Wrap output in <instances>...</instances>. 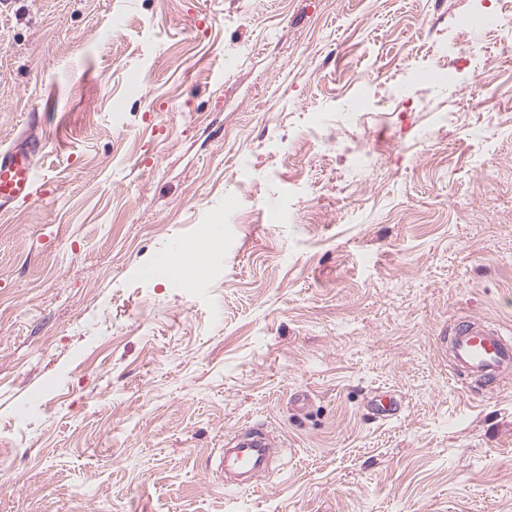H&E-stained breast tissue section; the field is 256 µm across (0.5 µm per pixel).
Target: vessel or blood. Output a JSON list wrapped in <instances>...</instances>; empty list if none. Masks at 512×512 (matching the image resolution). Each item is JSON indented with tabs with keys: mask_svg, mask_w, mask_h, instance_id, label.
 Instances as JSON below:
<instances>
[{
	"mask_svg": "<svg viewBox=\"0 0 512 512\" xmlns=\"http://www.w3.org/2000/svg\"><path fill=\"white\" fill-rule=\"evenodd\" d=\"M35 146L20 139L0 150V212H6L20 199L32 194L35 170ZM454 377L499 384L512 372V328L484 318L459 317L441 338ZM232 450L225 456L230 468L247 469L263 454L278 447L279 441L268 431L257 430L234 437Z\"/></svg>",
	"mask_w": 512,
	"mask_h": 512,
	"instance_id": "obj_1",
	"label": "vessel or blood"
}]
</instances>
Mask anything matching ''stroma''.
Listing matches in <instances>:
<instances>
[{"instance_id":"35a3bbf8","label":"stroma","mask_w":512,"mask_h":512,"mask_svg":"<svg viewBox=\"0 0 512 512\" xmlns=\"http://www.w3.org/2000/svg\"><path fill=\"white\" fill-rule=\"evenodd\" d=\"M492 7L0 9V147H40L0 217V512H512V382L469 394L440 347L512 324V68L436 51ZM190 239L193 277H144ZM252 426L285 448L225 495Z\"/></svg>"}]
</instances>
